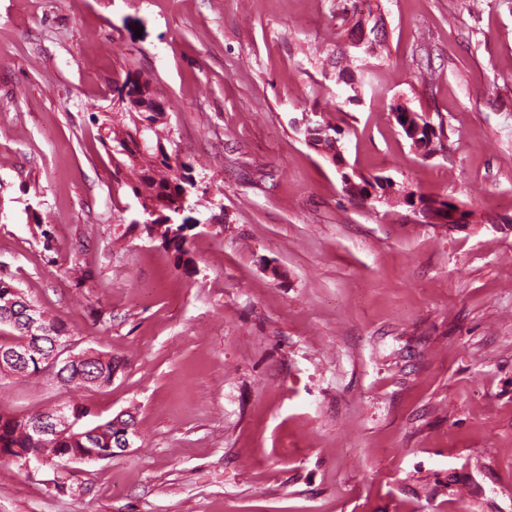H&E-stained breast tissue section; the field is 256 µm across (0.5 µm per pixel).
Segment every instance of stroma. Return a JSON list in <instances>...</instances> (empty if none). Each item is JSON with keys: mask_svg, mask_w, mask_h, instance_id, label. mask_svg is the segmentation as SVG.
I'll return each instance as SVG.
<instances>
[{"mask_svg": "<svg viewBox=\"0 0 512 512\" xmlns=\"http://www.w3.org/2000/svg\"><path fill=\"white\" fill-rule=\"evenodd\" d=\"M375 6L353 90L336 54ZM130 72L199 185L188 271L130 229L98 141ZM306 112L357 174L471 223L350 196ZM0 278L121 362L105 388L0 374V414L137 430L106 460L0 461V512H512V0H0Z\"/></svg>", "mask_w": 512, "mask_h": 512, "instance_id": "obj_1", "label": "stroma"}]
</instances>
